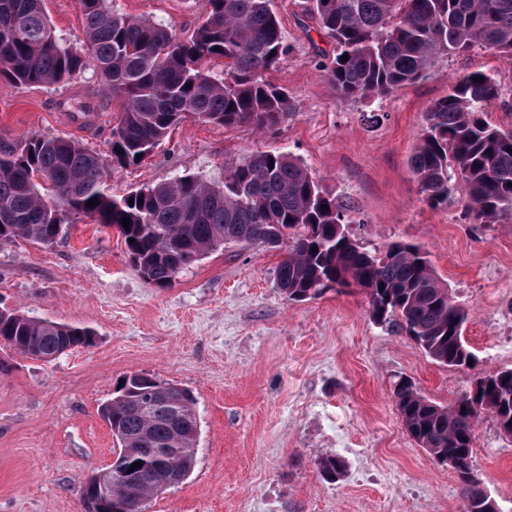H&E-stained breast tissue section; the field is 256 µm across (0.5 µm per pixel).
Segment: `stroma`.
<instances>
[{"label":"stroma","instance_id":"1","mask_svg":"<svg viewBox=\"0 0 512 512\" xmlns=\"http://www.w3.org/2000/svg\"><path fill=\"white\" fill-rule=\"evenodd\" d=\"M301 2L271 0L289 52L265 79L293 102L276 132L187 120L145 163L115 172L111 191L212 176L256 150L288 153L341 198L348 234L364 250L403 241L428 253L469 312L464 336L476 367L441 365L404 331L374 323L362 289L286 300L276 279L283 249L227 246L158 288L131 267L117 230L78 220L53 244L0 247V309L95 333L93 346L51 362L0 344L12 365L0 377V512H85L84 479L113 459L99 407L135 374L190 390L201 422L193 472L147 512H461L455 472L407 434L392 391L408 379L446 406L478 373L512 369V224L468 223L453 197L430 202L409 158L424 113L464 74L497 80L502 94L486 119L512 126V58L473 49L387 97L341 104L317 66L333 45ZM113 6L181 36L204 12V0ZM44 8L59 42L79 47L78 0ZM117 110L90 69L63 86H7L0 143L60 136L105 157ZM325 457L343 461L338 480L322 475ZM472 466L500 512H512V437L492 416L476 426Z\"/></svg>","mask_w":512,"mask_h":512}]
</instances>
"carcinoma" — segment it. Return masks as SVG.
Segmentation results:
<instances>
[{"mask_svg": "<svg viewBox=\"0 0 512 512\" xmlns=\"http://www.w3.org/2000/svg\"><path fill=\"white\" fill-rule=\"evenodd\" d=\"M42 2L0 0V84L57 86L92 67L120 111L107 159L57 136L31 134L0 146V246L51 245L66 225L85 218L117 229L140 277L165 288L226 244L286 242L277 283L287 300L315 299L336 283L361 288L374 322L401 327L440 364L469 366L468 311L452 300L427 254L405 242L390 243L380 256L365 251L346 234L339 199L284 152L256 151L224 167L218 179L183 175L112 195L111 173L143 163L189 117L263 131L288 119V91L265 80L289 51L271 0H206L202 20L186 38L116 12L111 0H79L83 43L75 49L59 44ZM304 4L305 16L334 45L318 66L342 103L383 98L420 79L438 59L475 47L512 57V0ZM214 62L221 72L213 71ZM500 96V85L486 74L458 78L425 113L409 160L421 192L440 203L457 190L473 224L512 223V128L484 118ZM92 198L97 205L89 207ZM124 218L131 220L127 228ZM94 336L88 327L0 310V342L36 360L88 348ZM393 399L400 422L422 448L438 461L461 462L454 471L463 512H478L489 497L483 483L468 478L475 429L486 414L512 425V369L484 374L482 410L465 394L438 405L407 381L395 385ZM150 400L161 407L133 406ZM99 413L117 443V466L126 471L112 482V512H146L149 500L164 492V479L190 476L196 460L187 449L200 436L190 391L132 375ZM137 461L142 465L130 469Z\"/></svg>", "mask_w": 512, "mask_h": 512, "instance_id": "carcinoma-1", "label": "carcinoma"}]
</instances>
